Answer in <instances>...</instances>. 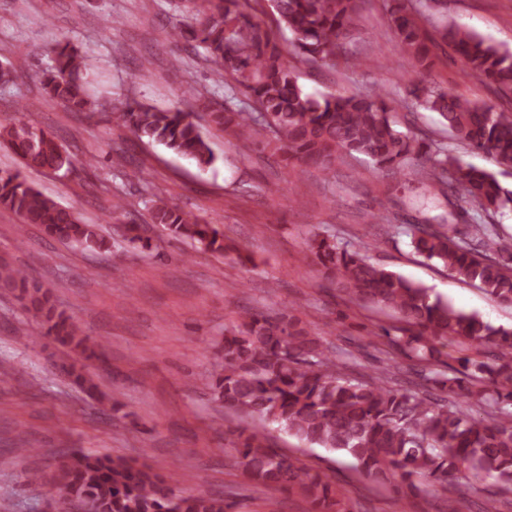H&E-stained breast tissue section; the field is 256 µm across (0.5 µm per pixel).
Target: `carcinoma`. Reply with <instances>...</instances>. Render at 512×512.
<instances>
[{
  "instance_id": "obj_1",
  "label": "carcinoma",
  "mask_w": 512,
  "mask_h": 512,
  "mask_svg": "<svg viewBox=\"0 0 512 512\" xmlns=\"http://www.w3.org/2000/svg\"><path fill=\"white\" fill-rule=\"evenodd\" d=\"M251 2L203 0L202 9L169 34L174 42L202 48L216 82L252 102L249 111L227 104L208 108V122L215 128L236 139L268 134L279 143L283 166L301 163L322 172L331 171L343 152L365 156L385 175L424 154L430 166L418 176L427 190L448 200L461 193L478 214L512 209V190L495 173L462 166L440 141L397 130L382 91L315 98L298 84L293 60L327 63L346 51L364 0H269L290 34L285 43L262 26ZM410 2L384 0L414 74L410 107L438 113L469 148L511 167L512 111L428 84L424 73L433 65L434 40L419 17L435 16V0H418L416 7ZM436 33L453 47L467 72L512 92V51L446 22ZM51 53L52 65L41 80L49 99L70 112H109L137 140L161 144L203 170L214 163L213 150L191 114L135 101L115 111L111 102L88 94L86 62L71 41L58 42ZM2 144L26 169L58 172L74 165L54 134L22 111L0 121ZM0 208L21 217L20 234L37 224L47 235L85 250H109L98 225L84 223L75 209L42 194L18 172L0 171ZM151 223L204 252L224 256L229 250L217 225L200 223L168 199H158ZM407 235L415 254L512 306V240L501 235L498 225L460 226L425 218L408 225ZM308 250L349 300L398 316L399 324L381 329L383 341L376 349L413 361L423 388L400 385L393 364L366 381L351 378L326 340L312 335L295 316L244 310L241 329L224 336L211 390L225 408L261 422L260 430L236 431L233 450L247 477L302 494L313 512H343L332 477L275 447L269 431L277 430L350 456L370 477L395 474L406 494H416L424 483L445 486L448 475L462 466L480 481L512 488V329L496 328L455 308L424 286L368 262L334 235H314ZM0 288L18 292L42 334L67 353L99 358L97 345L58 310L43 284L5 258H0ZM448 344L456 346L455 354H443ZM66 371L77 387L96 395L97 386L76 365ZM185 481L124 458L72 455L65 457L47 492L70 501L79 512H232L234 504L224 497L189 492L180 487Z\"/></svg>"
}]
</instances>
